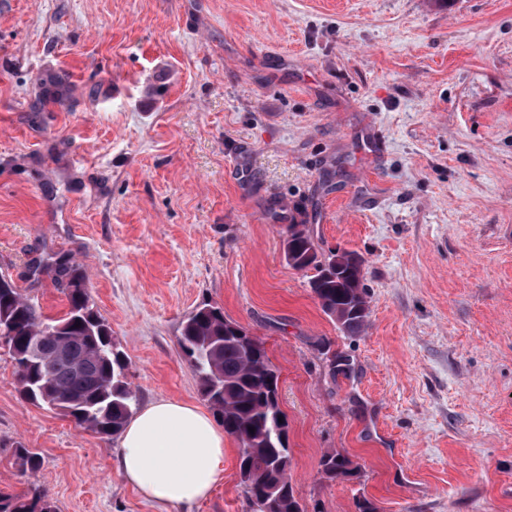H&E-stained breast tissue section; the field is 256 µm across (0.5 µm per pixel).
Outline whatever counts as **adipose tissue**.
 <instances>
[{
    "label": "adipose tissue",
    "mask_w": 512,
    "mask_h": 512,
    "mask_svg": "<svg viewBox=\"0 0 512 512\" xmlns=\"http://www.w3.org/2000/svg\"><path fill=\"white\" fill-rule=\"evenodd\" d=\"M225 433L200 408L159 399L127 423L116 466L124 480L161 512H190L224 471Z\"/></svg>",
    "instance_id": "1"
}]
</instances>
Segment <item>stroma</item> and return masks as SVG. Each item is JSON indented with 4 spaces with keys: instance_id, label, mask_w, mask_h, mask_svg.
Returning a JSON list of instances; mask_svg holds the SVG:
<instances>
[{
    "instance_id": "stroma-1",
    "label": "stroma",
    "mask_w": 512,
    "mask_h": 512,
    "mask_svg": "<svg viewBox=\"0 0 512 512\" xmlns=\"http://www.w3.org/2000/svg\"><path fill=\"white\" fill-rule=\"evenodd\" d=\"M293 224L364 258L362 334L285 261ZM60 255L140 404H201L196 306L264 342L307 512H512V0H0V273L50 317ZM118 444L24 400L0 352V490L158 512ZM332 449L358 476L323 477ZM237 457L192 512H246Z\"/></svg>"
}]
</instances>
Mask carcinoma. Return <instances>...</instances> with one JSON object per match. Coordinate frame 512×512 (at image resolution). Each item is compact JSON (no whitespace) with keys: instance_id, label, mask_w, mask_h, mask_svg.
Listing matches in <instances>:
<instances>
[{"instance_id":"obj_1","label":"carcinoma","mask_w":512,"mask_h":512,"mask_svg":"<svg viewBox=\"0 0 512 512\" xmlns=\"http://www.w3.org/2000/svg\"><path fill=\"white\" fill-rule=\"evenodd\" d=\"M288 265L313 270L310 287L322 312L350 336L368 323L362 278L336 271L335 252L318 254L312 238L291 226L285 238ZM45 270L67 299V310L45 317L40 307L0 274V349L14 367L18 391L27 400L70 419L75 426L109 439L120 434L137 405L127 382L128 358L114 349L112 330L94 309L80 266L59 256ZM179 347L195 373L204 401L219 416L224 433L238 443V474L248 512H307L291 483L287 420L278 397V375L257 337L224 311L204 303L181 325ZM23 474L41 467L38 453L17 443ZM321 471L330 480L354 476L359 464L340 451L323 455ZM0 512H55L35 488L24 495L0 491Z\"/></svg>"}]
</instances>
